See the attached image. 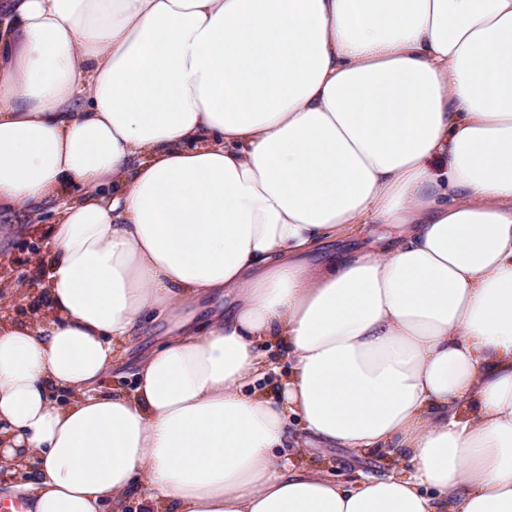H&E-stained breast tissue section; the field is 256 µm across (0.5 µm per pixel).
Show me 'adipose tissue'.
I'll return each mask as SVG.
<instances>
[{
  "label": "adipose tissue",
  "instance_id": "adipose-tissue-1",
  "mask_svg": "<svg viewBox=\"0 0 512 512\" xmlns=\"http://www.w3.org/2000/svg\"><path fill=\"white\" fill-rule=\"evenodd\" d=\"M52 202L45 311L0 320L28 512H512V0H0V239ZM293 416L414 471L278 464ZM397 230L384 224H370L365 232L350 241L344 243L334 242L321 247L319 256L323 257L340 248L373 250L386 245L389 239L395 237ZM166 329V323L159 321L150 324L143 336H137L127 344L116 346V355L119 358L113 363L101 383L104 391L119 390L131 393L135 387V378L132 376L138 355L161 339ZM259 350L263 362L267 366V375L256 385L268 398L277 399L281 383L288 378L290 371L286 351L281 344L276 343L261 345Z\"/></svg>",
  "mask_w": 512,
  "mask_h": 512
}]
</instances>
